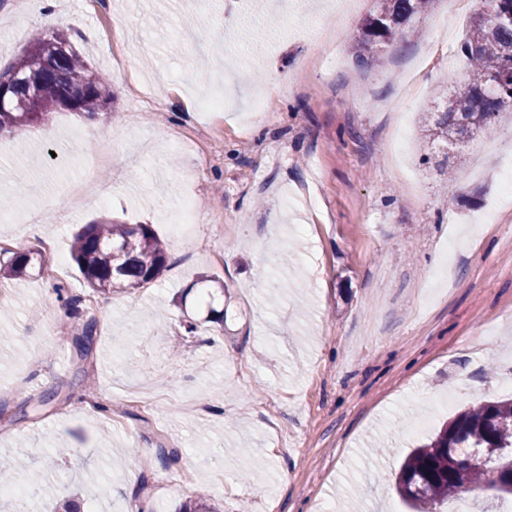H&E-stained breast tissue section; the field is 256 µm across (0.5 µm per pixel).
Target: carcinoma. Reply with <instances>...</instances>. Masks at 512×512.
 <instances>
[{"mask_svg":"<svg viewBox=\"0 0 512 512\" xmlns=\"http://www.w3.org/2000/svg\"><path fill=\"white\" fill-rule=\"evenodd\" d=\"M433 0H374L372 12L350 47L357 66L371 64L387 46L401 39ZM62 32L40 33L7 72L16 76L12 93L16 103L0 106V135H15L48 122L58 112L57 102L67 94L74 113L96 118L110 101L109 81L92 78L93 68L73 47L47 52L44 44ZM460 54L468 61V81L460 100H451L443 112H424L420 139L424 147L443 145L464 158L465 144L482 129L512 110V0H480ZM42 76L32 91L25 82ZM41 252L24 249L0 261L6 276L29 273ZM72 260L89 288L98 293L144 288L166 267V248L147 224L100 221L83 225L75 234ZM486 448L512 451V399L477 403L458 412L426 443L407 455L396 489L411 512H438V505L469 485L512 496L506 485L512 478H490L494 463L481 460Z\"/></svg>","mask_w":512,"mask_h":512,"instance_id":"1","label":"carcinoma"}]
</instances>
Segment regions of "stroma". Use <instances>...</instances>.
Listing matches in <instances>:
<instances>
[{
	"label": "stroma",
	"instance_id": "35a3bbf8",
	"mask_svg": "<svg viewBox=\"0 0 512 512\" xmlns=\"http://www.w3.org/2000/svg\"><path fill=\"white\" fill-rule=\"evenodd\" d=\"M372 2L325 25L336 0H60L57 30L112 100L95 122L63 111L0 139V211L42 225L21 247L66 259L56 281L0 276V468L52 482L41 512H408L391 475L415 444L471 398L512 397V115L459 168L418 139L464 85L477 0H434L353 72ZM44 4L0 28V71ZM103 218L166 241L158 281L88 288L72 234ZM202 275L224 282L223 324L189 291ZM59 282L96 323L87 356ZM150 388L202 405L171 417Z\"/></svg>",
	"mask_w": 512,
	"mask_h": 512
}]
</instances>
